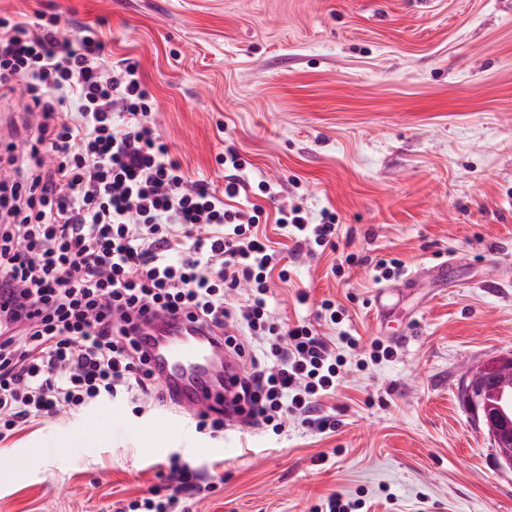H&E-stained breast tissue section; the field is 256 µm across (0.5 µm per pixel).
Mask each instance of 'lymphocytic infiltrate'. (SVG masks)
I'll return each mask as SVG.
<instances>
[{
  "label": "lymphocytic infiltrate",
  "mask_w": 512,
  "mask_h": 512,
  "mask_svg": "<svg viewBox=\"0 0 512 512\" xmlns=\"http://www.w3.org/2000/svg\"><path fill=\"white\" fill-rule=\"evenodd\" d=\"M20 95L30 119L7 145L0 175V440L26 426L80 418L120 394L160 398L163 386L140 339L152 310L224 331L249 356L236 402L249 419L319 434L338 422L321 407L346 364L312 323L269 309L272 277L287 279L259 234L263 208L232 206L233 178L218 188L186 178L156 133L136 64L112 59L92 26L66 40L56 17L0 19V96ZM296 250L336 246V214L311 223L279 207ZM246 287L237 310L227 295ZM238 325L260 351L247 355ZM165 486L116 512H188L204 493L183 452L167 456Z\"/></svg>",
  "instance_id": "f902f5d3"
}]
</instances>
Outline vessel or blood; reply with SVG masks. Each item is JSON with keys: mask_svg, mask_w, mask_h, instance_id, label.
I'll return each instance as SVG.
<instances>
[{"mask_svg": "<svg viewBox=\"0 0 512 512\" xmlns=\"http://www.w3.org/2000/svg\"><path fill=\"white\" fill-rule=\"evenodd\" d=\"M149 349L160 377L173 390L184 412L216 407L235 419L233 382L242 372L241 360L225 351L221 341L197 326L157 313Z\"/></svg>", "mask_w": 512, "mask_h": 512, "instance_id": "1", "label": "vessel or blood"}]
</instances>
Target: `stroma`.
<instances>
[{
    "mask_svg": "<svg viewBox=\"0 0 512 512\" xmlns=\"http://www.w3.org/2000/svg\"><path fill=\"white\" fill-rule=\"evenodd\" d=\"M38 13L95 25L113 58L138 64L191 179L223 186L231 147L250 184H271L275 199L253 198L267 213L335 212L337 248L314 257L291 258L287 229L267 224L291 269L269 310L359 346L323 403L335 433L242 425L212 439L121 398L0 442V512H110L155 485L174 448L224 479L189 512H316L336 493L358 512H512V473L461 398L468 367L512 353V0H0V17ZM350 253L400 258L408 274L452 264L382 324L373 267L332 273ZM325 298L349 321L318 324ZM375 339L391 360L370 361Z\"/></svg>",
    "mask_w": 512,
    "mask_h": 512,
    "instance_id": "35a3bbf8",
    "label": "stroma"
}]
</instances>
